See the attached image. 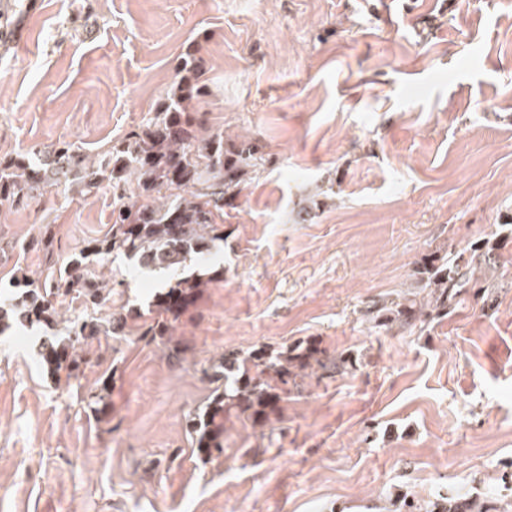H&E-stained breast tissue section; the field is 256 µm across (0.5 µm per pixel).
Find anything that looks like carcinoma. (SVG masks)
I'll return each mask as SVG.
<instances>
[{"mask_svg": "<svg viewBox=\"0 0 512 512\" xmlns=\"http://www.w3.org/2000/svg\"><path fill=\"white\" fill-rule=\"evenodd\" d=\"M181 69L192 78L178 82L140 130L95 160L69 142L38 152L33 160L24 156L0 160V204H18L45 189L67 184L84 197L94 196L103 182L112 184L117 196L112 208V226L58 271L53 285L23 277L17 287L23 292L9 303H0V325L55 321L54 299L71 296L85 306L104 300L105 286L87 272L92 257L124 255L147 270L176 272L191 260L210 270L200 275L172 278L156 296L152 317L144 335L164 337L173 323L192 305L202 288L220 280L223 272L212 270L215 242L224 241V208L233 206L249 171L258 165V149L224 146V132L207 127L201 112L188 110L189 102L202 94L195 59L182 61ZM464 264L431 265L425 270V287L436 315L448 313L470 283ZM376 315L382 324L413 327L421 322L416 303L382 307ZM95 333V326L75 320L60 341L46 342L40 357L49 373H79L73 357L75 345ZM343 374L353 364L341 355L329 356L318 346L301 343L272 350L267 346L246 353L226 351L222 358L224 390L217 393L204 413L188 419V430L197 447L210 452L224 450L225 422L232 416L262 427L279 411L288 396V384L312 366ZM386 512H486L484 505L461 489L425 499L399 496Z\"/></svg>", "mask_w": 512, "mask_h": 512, "instance_id": "obj_1", "label": "carcinoma"}]
</instances>
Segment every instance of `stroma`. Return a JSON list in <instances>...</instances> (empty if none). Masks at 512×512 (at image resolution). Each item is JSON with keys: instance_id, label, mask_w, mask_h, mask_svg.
Returning a JSON list of instances; mask_svg holds the SVG:
<instances>
[{"instance_id": "obj_1", "label": "stroma", "mask_w": 512, "mask_h": 512, "mask_svg": "<svg viewBox=\"0 0 512 512\" xmlns=\"http://www.w3.org/2000/svg\"><path fill=\"white\" fill-rule=\"evenodd\" d=\"M13 2L0 13L31 39L0 43V159L62 141L97 157L192 57L195 110L261 165L224 210L221 281L170 336L140 318L170 272L113 255L91 265L100 305L0 331V512H337L458 487L511 504L512 0ZM113 204L106 183L0 205V299L103 237ZM461 256L481 287L447 315L372 320ZM77 319L98 329L81 371L51 376L38 347ZM298 342L354 367L302 372L267 426L231 420L223 453L201 451L186 421L212 399L205 368Z\"/></svg>"}]
</instances>
